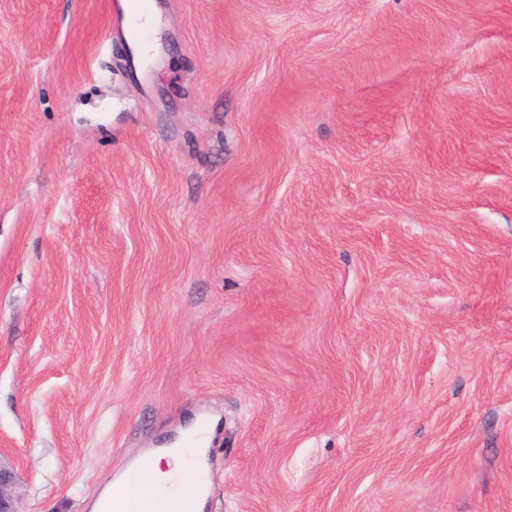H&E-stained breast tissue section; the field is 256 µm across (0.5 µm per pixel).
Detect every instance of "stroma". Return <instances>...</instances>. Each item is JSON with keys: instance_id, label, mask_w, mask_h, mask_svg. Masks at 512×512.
<instances>
[{"instance_id": "35a3bbf8", "label": "stroma", "mask_w": 512, "mask_h": 512, "mask_svg": "<svg viewBox=\"0 0 512 512\" xmlns=\"http://www.w3.org/2000/svg\"><path fill=\"white\" fill-rule=\"evenodd\" d=\"M0 0V448L90 512L187 420L204 512H512V0Z\"/></svg>"}]
</instances>
